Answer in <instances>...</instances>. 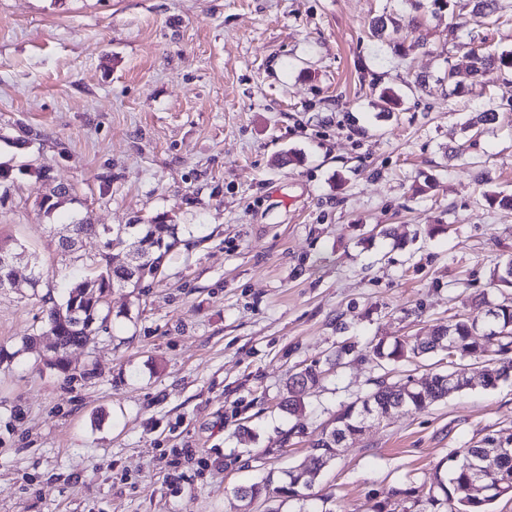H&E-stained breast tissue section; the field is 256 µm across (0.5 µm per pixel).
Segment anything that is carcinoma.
Returning a JSON list of instances; mask_svg holds the SVG:
<instances>
[{
	"label": "carcinoma",
	"instance_id": "cac0c4a2",
	"mask_svg": "<svg viewBox=\"0 0 512 512\" xmlns=\"http://www.w3.org/2000/svg\"><path fill=\"white\" fill-rule=\"evenodd\" d=\"M469 9L473 18H485L497 10V0H466L461 9ZM498 66L502 69H512V51H503L498 54L483 51L470 52L469 73L478 78L486 68ZM76 233L86 237L95 236L102 240V252L99 259L93 262L100 269L96 276L98 285L96 289L87 290L83 283H72L63 291L62 302L52 305L47 311L46 326L55 332V342L61 344V354L57 359L56 367L65 371L69 367L66 350L73 345H86L94 340L100 326L107 320L104 314L107 304V294L114 287L126 282L129 277L128 270L122 265H113L110 262V251L113 244H123L107 232L105 224H91L82 220L74 221ZM178 225L167 224L165 220L157 217L150 224H140L131 243L137 250L155 263L162 262L167 253L178 243ZM512 270V259L493 268L491 281L497 286L512 287V278H508V271ZM477 322L475 319L452 318L448 323L438 326L432 335L423 339L410 340L408 338L397 340L391 346L378 342L372 346L373 359L382 363H399L409 359L421 358L434 352H444L448 356V365L453 372L462 376V384L457 386L456 392L473 388V372L482 360L489 359L496 364L494 374H486L480 380L484 389H495L499 382L512 377V305L501 304L490 312V317L484 322L486 334L483 341L474 339ZM325 371L316 365H306L299 371L291 374L286 383L288 396L281 402L280 409L288 414L295 415L304 408L303 394L306 389L319 384L324 378ZM408 381L400 379L389 382L381 379L375 382V388L352 403L343 406L338 412L340 423L332 431H323L317 440L312 443L314 453L310 456L309 465L304 469L288 471V478L273 489L275 500L279 505L269 507V512H280V506L291 503L296 507L295 512H319L308 504L309 490L320 473L333 457L328 455L330 449L336 447L337 438L348 437L353 439L359 433L360 413L365 404L375 409H382L394 404L402 405L403 410L422 411L436 402L448 398V384L443 382L442 373L436 372L429 377L426 390L414 389L406 391ZM475 448H460L451 453L447 462L446 473L436 469L435 476L438 483L432 495L424 504L408 500L409 491L395 489L379 503L378 512H395L400 507L402 512H487L489 502L483 500H469L466 497V488L475 478V473L467 463V456ZM512 483V457L500 461L497 469L492 473L483 475V481L495 485L501 481ZM273 483L271 476L248 487L238 489V497L242 501L253 500L261 493L267 491ZM410 506H405V503Z\"/></svg>",
	"mask_w": 512,
	"mask_h": 512
}]
</instances>
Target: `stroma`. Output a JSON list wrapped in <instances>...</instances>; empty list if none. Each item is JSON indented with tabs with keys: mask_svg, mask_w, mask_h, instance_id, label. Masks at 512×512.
I'll return each instance as SVG.
<instances>
[{
	"mask_svg": "<svg viewBox=\"0 0 512 512\" xmlns=\"http://www.w3.org/2000/svg\"><path fill=\"white\" fill-rule=\"evenodd\" d=\"M456 14L412 0H0V240L26 253L19 288L0 293V347L15 354L0 365V512H241L239 486L302 467L374 380L432 369L380 366L371 343L512 301L490 280L512 258V211L483 198L512 193V73L468 72L471 49L512 50V0L452 37ZM381 15L400 31L372 36ZM383 87L400 111L383 112ZM487 108L498 119L474 134L465 123ZM53 185L72 201L48 215ZM159 214L181 242L158 278L112 289L96 341L67 350L69 371L46 366L48 288L101 249L85 238L70 261L59 231ZM36 267L48 281L33 289ZM311 363L326 378L283 415L290 371ZM488 434L512 435V380L393 413L310 494L325 512H376Z\"/></svg>",
	"mask_w": 512,
	"mask_h": 512,
	"instance_id": "1",
	"label": "stroma"
}]
</instances>
